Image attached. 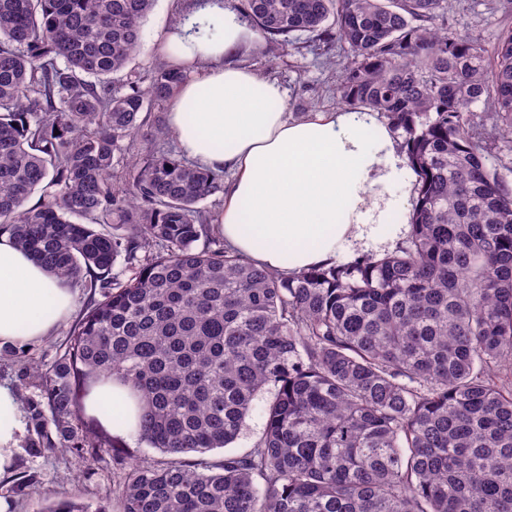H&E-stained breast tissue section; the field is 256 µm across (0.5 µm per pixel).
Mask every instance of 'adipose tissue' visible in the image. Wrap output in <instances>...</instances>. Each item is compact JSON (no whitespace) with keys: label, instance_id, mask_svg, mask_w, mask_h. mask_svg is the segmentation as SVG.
<instances>
[{"label":"adipose tissue","instance_id":"ef3b65f1","mask_svg":"<svg viewBox=\"0 0 512 512\" xmlns=\"http://www.w3.org/2000/svg\"><path fill=\"white\" fill-rule=\"evenodd\" d=\"M172 2L178 21L158 50L190 77L169 99L168 126L186 157L232 174L217 223L225 242L258 266L299 272L386 251L409 232L398 218L415 174L376 113L289 119L278 82L234 64L259 34L228 0ZM72 302L66 281L0 235V347L51 335ZM86 410L117 438L137 426L138 399L116 379L92 392ZM25 425L15 390L0 383V475L15 468Z\"/></svg>","mask_w":512,"mask_h":512}]
</instances>
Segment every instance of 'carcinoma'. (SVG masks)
Segmentation results:
<instances>
[{"label": "carcinoma", "mask_w": 512, "mask_h": 512, "mask_svg": "<svg viewBox=\"0 0 512 512\" xmlns=\"http://www.w3.org/2000/svg\"><path fill=\"white\" fill-rule=\"evenodd\" d=\"M154 2L0 0V234L91 294L51 363L10 351L39 389L27 454L111 459L119 512H512V386L494 379L512 366V187L488 165L512 152V32L490 53L444 0H241L268 39L346 47L340 98L405 132L418 177L396 251L288 275L214 233L201 203L223 173L144 131L187 73L112 84ZM112 376L166 458L129 463L87 429ZM265 388L254 445L205 457ZM37 487L22 471L10 493ZM43 512L90 510L59 492Z\"/></svg>", "instance_id": "carcinoma-1"}]
</instances>
